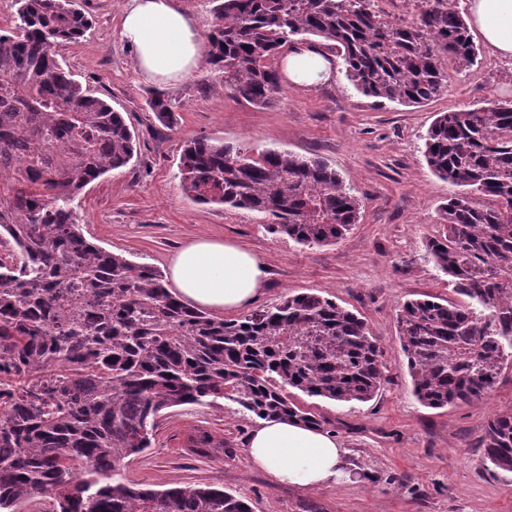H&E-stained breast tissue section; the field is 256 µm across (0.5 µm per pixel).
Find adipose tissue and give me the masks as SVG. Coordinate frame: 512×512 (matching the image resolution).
I'll use <instances>...</instances> for the list:
<instances>
[{"mask_svg": "<svg viewBox=\"0 0 512 512\" xmlns=\"http://www.w3.org/2000/svg\"><path fill=\"white\" fill-rule=\"evenodd\" d=\"M470 26L496 59L512 61V0H470ZM120 39L134 51L147 80L176 84L195 74L203 38L180 0H127ZM334 57L318 47L298 46L284 55L288 86L316 87L335 76ZM168 279L190 306L215 314L249 307L264 287L265 266L251 250L216 238H196L170 260ZM246 452L254 468L275 484L315 489L350 479L335 435L294 418L268 419L249 434Z\"/></svg>", "mask_w": 512, "mask_h": 512, "instance_id": "1", "label": "adipose tissue"}]
</instances>
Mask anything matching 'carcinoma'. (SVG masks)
<instances>
[{"mask_svg":"<svg viewBox=\"0 0 512 512\" xmlns=\"http://www.w3.org/2000/svg\"><path fill=\"white\" fill-rule=\"evenodd\" d=\"M210 2L206 63L259 107L282 90L274 60L308 35L330 42L356 90L391 102L431 101L448 87V64H479L453 0H418L409 22L373 0ZM15 6L0 34V237L19 267L0 274V512L47 495L56 512H250L213 487L138 488L121 464L151 447L162 411L184 404L220 399L318 426L289 389L367 402L383 351L364 319L315 293L227 320L182 302L154 267L89 242L74 203L129 164L135 131L56 58L91 27L76 0ZM149 108L172 121L162 96ZM424 157L458 188L428 252L471 300L398 310L413 393L437 409L482 400L512 351V99L438 115ZM180 174L191 200L262 213L267 232L298 245L331 244L358 219L360 201L336 170L291 152L198 137ZM481 447L512 472V413L487 422Z\"/></svg>","mask_w":512,"mask_h":512,"instance_id":"carcinoma-1","label":"carcinoma"}]
</instances>
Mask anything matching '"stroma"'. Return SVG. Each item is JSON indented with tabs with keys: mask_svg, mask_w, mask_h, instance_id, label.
Wrapping results in <instances>:
<instances>
[{
	"mask_svg": "<svg viewBox=\"0 0 512 512\" xmlns=\"http://www.w3.org/2000/svg\"><path fill=\"white\" fill-rule=\"evenodd\" d=\"M124 2L80 0L92 26L79 42L56 49L62 66L136 132L131 162L79 197L84 236L161 271L192 238L237 242L266 268L257 307L303 292L332 299L365 319L386 363L380 390L365 403L291 393L341 441L353 481L315 490L272 484L246 454L256 418L224 404L165 410L151 448L124 462V478L155 490L214 486L252 512H512V473L494 469L480 446L488 419L512 412V358L483 400L429 408L412 393L396 326L404 302L453 296L426 250L453 189L428 168L423 136L436 113L512 99V65L483 53L478 67L453 74L447 90L423 105L375 102L339 72L311 89L283 87L266 108L236 98L203 66L165 88L176 115L168 127L148 108L155 86L138 74L133 49L118 35ZM200 136L244 141L256 153L321 158L360 200L357 224L336 243L303 247L268 233L254 212L191 201L178 166L184 143ZM204 434L223 442V451L204 455L185 446Z\"/></svg>",
	"mask_w": 512,
	"mask_h": 512,
	"instance_id": "1",
	"label": "stroma"
}]
</instances>
